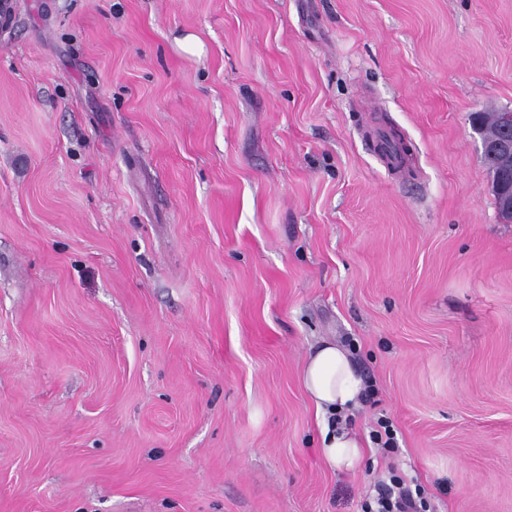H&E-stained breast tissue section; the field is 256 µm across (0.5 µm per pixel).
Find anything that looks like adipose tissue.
<instances>
[{"label":"adipose tissue","mask_w":512,"mask_h":512,"mask_svg":"<svg viewBox=\"0 0 512 512\" xmlns=\"http://www.w3.org/2000/svg\"><path fill=\"white\" fill-rule=\"evenodd\" d=\"M301 382L321 419L326 461L339 470L356 467L363 457L359 439L350 430L331 423L337 413L355 407L366 390L348 350L329 341L318 343L305 359Z\"/></svg>","instance_id":"ef3b65f1"}]
</instances>
